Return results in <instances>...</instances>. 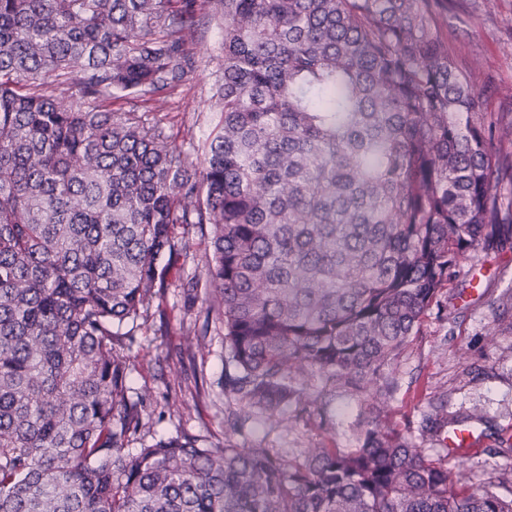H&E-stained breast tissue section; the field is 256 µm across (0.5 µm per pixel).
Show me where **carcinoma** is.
Segmentation results:
<instances>
[{"label":"carcinoma","instance_id":"carcinoma-1","mask_svg":"<svg viewBox=\"0 0 512 512\" xmlns=\"http://www.w3.org/2000/svg\"><path fill=\"white\" fill-rule=\"evenodd\" d=\"M450 0H205L224 124L194 163L163 116L108 112L195 65L199 0H0V512H512L378 427L361 447L145 442L136 331L210 229L201 352L273 415L290 374L361 381L473 252L512 250V110L439 33ZM140 442L131 452L129 445Z\"/></svg>","mask_w":512,"mask_h":512}]
</instances>
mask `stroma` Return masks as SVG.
Masks as SVG:
<instances>
[{"label":"stroma","mask_w":512,"mask_h":512,"mask_svg":"<svg viewBox=\"0 0 512 512\" xmlns=\"http://www.w3.org/2000/svg\"><path fill=\"white\" fill-rule=\"evenodd\" d=\"M440 33L475 83L495 80L497 92L484 99V110L511 108L512 0H466L465 10L449 13ZM191 41L195 68L177 86L145 98L117 93L104 106L114 112L164 113L173 144L196 159L223 123L213 93L224 28L201 17ZM464 268L480 288L460 280L441 290L418 330L363 388L315 369L295 372L298 402L271 416L251 412L245 401L222 393V336L211 335L201 353L181 349L182 332L193 325L201 306L185 304L180 289L168 288L162 315L139 331L140 346L131 355L129 382L149 397L151 435L185 432L203 446L266 448L289 460L301 458L307 448L360 447L365 432L380 426L404 434L447 468L449 484L512 492V456L497 453L499 436L512 437V252H478ZM474 412L487 419L479 452L448 457L437 426L445 416Z\"/></svg>","instance_id":"stroma-1"}]
</instances>
